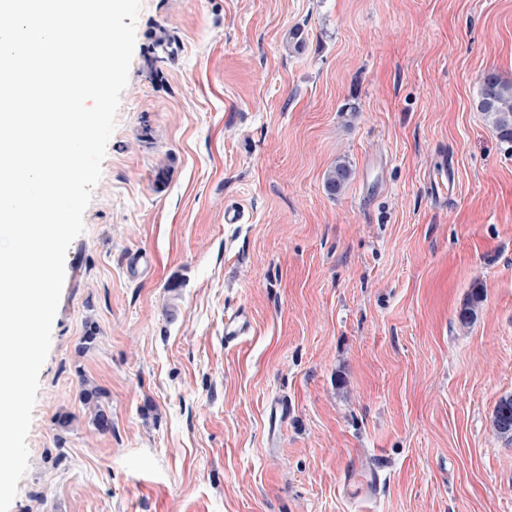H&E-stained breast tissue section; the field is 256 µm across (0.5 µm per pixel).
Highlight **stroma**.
<instances>
[{"mask_svg": "<svg viewBox=\"0 0 512 512\" xmlns=\"http://www.w3.org/2000/svg\"><path fill=\"white\" fill-rule=\"evenodd\" d=\"M489 70L512 82V0H141L9 512H512L490 422L512 394V144L477 109ZM353 469L375 497L347 494ZM352 176V169L350 165L344 160L339 159L336 164L332 166L325 179V187L330 195L336 196L340 194ZM250 326L248 313L245 309L228 318L224 323V342L237 341L241 336L245 335ZM82 402L87 406H93L92 425L100 432L112 430V414L106 410L100 403L103 392L97 388L87 385L84 381L83 389L80 394Z\"/></svg>", "mask_w": 512, "mask_h": 512, "instance_id": "stroma-1", "label": "stroma"}]
</instances>
